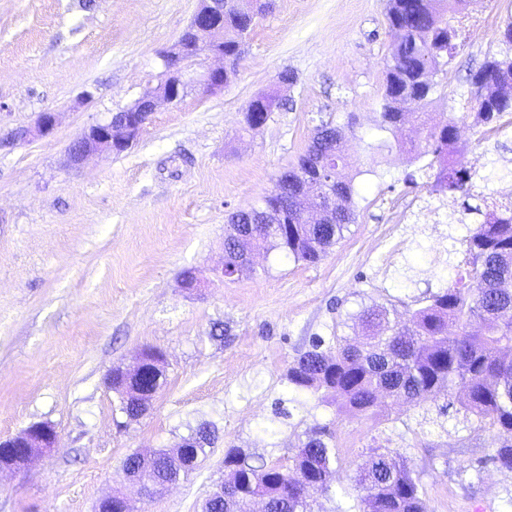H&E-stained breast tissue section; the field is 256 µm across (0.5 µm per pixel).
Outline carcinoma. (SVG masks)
<instances>
[{"label": "carcinoma", "instance_id": "1", "mask_svg": "<svg viewBox=\"0 0 512 512\" xmlns=\"http://www.w3.org/2000/svg\"><path fill=\"white\" fill-rule=\"evenodd\" d=\"M466 0H389V26L397 35L386 60V78L376 127L394 134L406 121L398 103L408 99L417 109L428 104L433 76L441 60L453 54L458 30L448 21ZM269 9L267 0H224V81L241 60L242 38ZM492 83L473 86L477 126L491 125L512 112V104L495 100L504 86L512 89V43L488 59ZM271 97L259 98L244 113L246 123L266 121L273 112ZM422 140L431 148L437 164V190L451 196L486 201L475 191L476 169L456 154V126L452 121L421 125ZM355 136L354 122L316 127L295 166L283 171L273 188L256 204L232 212L228 222L254 236V249L280 250L296 262L316 263L356 223L353 181L341 176L346 165L345 144ZM402 141L386 137L364 143L369 154L390 152ZM336 171L340 200L336 212L324 224L308 219L298 199L302 180L317 175L315 164ZM476 228L467 249L470 284L446 288L430 303L416 309L406 322L390 319V311L372 306L357 315L365 343L352 346L343 339L322 349V340L299 354L288 369V382L299 391L321 395L331 404L341 398L346 407L373 414L379 397L413 402L442 393L457 394L465 412L496 433L498 445L489 461L512 470V209L504 207L490 217L482 206L464 203ZM251 270L245 259L224 241V273ZM482 330L472 332V321ZM336 462V444L322 427L308 433L293 458L292 467L310 472L320 482L312 491L294 482L290 470L278 464L256 462L242 448H229L224 463L234 465L239 490L262 498L269 512H314L318 496L331 491L328 476ZM150 475L172 480L165 451L150 464ZM363 512H426L420 481L402 456L392 450L373 451L351 478Z\"/></svg>", "mask_w": 512, "mask_h": 512}]
</instances>
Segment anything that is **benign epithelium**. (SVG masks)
<instances>
[{"mask_svg":"<svg viewBox=\"0 0 512 512\" xmlns=\"http://www.w3.org/2000/svg\"><path fill=\"white\" fill-rule=\"evenodd\" d=\"M185 33L194 38L196 45L190 53L161 54L165 71L158 87L145 91L130 107L125 109L123 120L109 114L86 128L70 145L69 160L73 166L83 165L89 158L103 153H121L129 149L162 101L179 102L188 86L193 85L204 93L224 88V66L211 67L197 76L187 75L184 63L202 55L224 61L222 49L224 33V0H200V5ZM57 125V113H40L34 128L21 127L0 140L3 147H12L26 141L31 136L47 137ZM151 363L147 354H142L138 364L131 368H119L121 379L127 384L125 391L142 404L153 397L162 383L164 368L151 373L147 365ZM58 447V434L54 426L46 422L33 423L17 435L0 440V472L17 471L24 467L36 454ZM181 452L173 455L174 468L179 474H187L198 469L202 458L192 457L190 449L199 447L198 442L185 437L177 444ZM153 458V454H138L134 469L124 473L127 481L138 487L144 495L157 494L169 484L154 487L140 476L143 467Z\"/></svg>","mask_w":512,"mask_h":512,"instance_id":"obj_1","label":"benign epithelium"}]
</instances>
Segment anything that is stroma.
<instances>
[{
  "label": "stroma",
  "mask_w": 512,
  "mask_h": 512,
  "mask_svg": "<svg viewBox=\"0 0 512 512\" xmlns=\"http://www.w3.org/2000/svg\"><path fill=\"white\" fill-rule=\"evenodd\" d=\"M199 0H0V136L57 113L52 135L0 151V438L47 422L59 445L0 473V512H97L122 485L135 452L172 448L199 425L218 440L202 466L136 512H202L226 481L228 446L291 466L306 432L336 441L333 493L315 512H350L351 478L373 449L400 453L419 477L428 512H512V471L487 460L497 440L458 399L443 395L352 414L294 390L287 372L316 338L362 340L354 317L383 305L407 319L453 287L474 226L453 219L435 192L424 142L377 157L360 140L375 119L394 43L388 0H271L224 88L188 89L163 102L121 154L69 162L68 149L105 113L156 86L158 54L173 45ZM461 46L425 108L454 119L476 161L479 188L512 181V124L474 126L472 79L501 48L512 0H467ZM295 82L279 86L282 71ZM261 95L280 105L244 131ZM355 115L351 164L356 224L314 264L272 251L256 274L224 282L229 212L254 204L296 164L316 126ZM194 270L206 288H182ZM224 334L212 336L214 325ZM166 356V379L147 414L127 419L105 378L144 349Z\"/></svg>",
  "instance_id": "35a3bbf8"
}]
</instances>
